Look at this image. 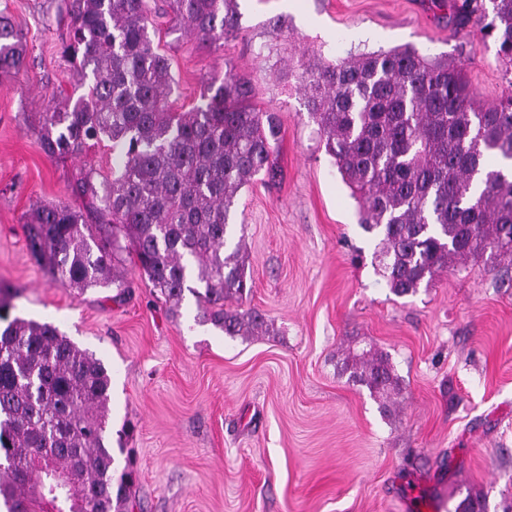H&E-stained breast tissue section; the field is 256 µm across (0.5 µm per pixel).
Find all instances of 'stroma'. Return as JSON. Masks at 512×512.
Returning <instances> with one entry per match:
<instances>
[{"mask_svg": "<svg viewBox=\"0 0 512 512\" xmlns=\"http://www.w3.org/2000/svg\"><path fill=\"white\" fill-rule=\"evenodd\" d=\"M454 2L239 0V35L212 45L161 23L179 111L231 73L282 122L281 183L242 189L233 215L252 285L238 306L269 331L231 340L199 323L195 297L170 310L137 272L118 302L112 287H58L31 259L24 214L36 202L82 207L76 177L111 175L112 149L43 153L45 113L86 87L59 52L61 0H0L27 42L23 67L0 77V291L11 316L53 323L107 367L140 512H415L417 491L434 512L468 495L512 512V265L471 262L393 295L300 80L311 65L410 44L462 57L480 102L496 101L512 71L478 22L454 25ZM369 345L399 379L387 414L337 370Z\"/></svg>", "mask_w": 512, "mask_h": 512, "instance_id": "1", "label": "stroma"}]
</instances>
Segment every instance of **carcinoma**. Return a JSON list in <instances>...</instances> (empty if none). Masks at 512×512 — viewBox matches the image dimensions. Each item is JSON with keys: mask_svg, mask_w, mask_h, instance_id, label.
Returning a JSON list of instances; mask_svg holds the SVG:
<instances>
[{"mask_svg": "<svg viewBox=\"0 0 512 512\" xmlns=\"http://www.w3.org/2000/svg\"><path fill=\"white\" fill-rule=\"evenodd\" d=\"M455 6L490 21L479 29L512 64V0ZM176 26L215 44L239 28L238 0H172ZM69 27L60 53L87 96L46 113L41 148L65 159L112 143V180L82 171L72 191L94 223L66 202L23 216L30 253L64 288L130 287L125 258L167 303L185 293L202 321L225 336H256L266 321L228 302L251 290L242 243L230 253L238 192L258 176L282 177V124L251 102L242 78L212 80L204 103L177 112L169 59L149 32L148 0H64ZM25 36L0 16V76L16 71ZM321 142L374 234L373 260L397 297L431 285L453 262L512 261V179L490 170L512 161V93L482 104L462 60L404 45L359 53L301 75ZM0 295V500L6 512H133L134 474L114 468L108 431L111 379L101 360L51 323L9 318ZM348 381L395 404L388 353L369 348L343 363Z\"/></svg>", "mask_w": 512, "mask_h": 512, "instance_id": "carcinoma-1", "label": "carcinoma"}]
</instances>
